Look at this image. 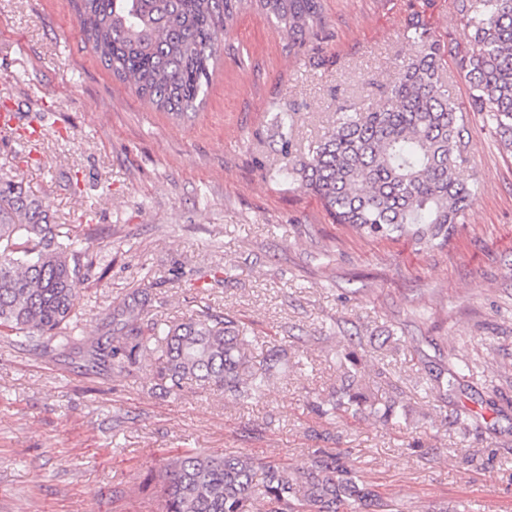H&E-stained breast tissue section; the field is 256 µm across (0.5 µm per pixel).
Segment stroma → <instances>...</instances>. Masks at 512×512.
<instances>
[{
	"label": "stroma",
	"mask_w": 512,
	"mask_h": 512,
	"mask_svg": "<svg viewBox=\"0 0 512 512\" xmlns=\"http://www.w3.org/2000/svg\"><path fill=\"white\" fill-rule=\"evenodd\" d=\"M325 39L298 54L257 8L224 39L197 113L155 110L78 33L68 0H0V173L82 225L96 256L81 286L85 339L112 341V308L147 291L145 318L209 307L245 323L253 362L283 347L293 367L247 403L194 381L178 390L154 357L89 363L44 336H0V512H157L141 483L186 449L301 466L346 453L405 512H512V153L467 115L458 172L479 194L444 247L332 223L287 164L280 112L306 148L337 103L364 107L412 47L406 20L461 38L454 0H324ZM41 125L39 139L22 128ZM354 354L366 390L397 397L393 426L312 411Z\"/></svg>",
	"instance_id": "1"
}]
</instances>
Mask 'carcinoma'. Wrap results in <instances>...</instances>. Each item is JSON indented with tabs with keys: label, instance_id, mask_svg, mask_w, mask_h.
Segmentation results:
<instances>
[{
	"label": "carcinoma",
	"instance_id": "cac0c4a2",
	"mask_svg": "<svg viewBox=\"0 0 512 512\" xmlns=\"http://www.w3.org/2000/svg\"><path fill=\"white\" fill-rule=\"evenodd\" d=\"M79 33L119 80L156 110L184 115L203 103L224 33L244 0H70ZM286 33L288 52L328 28L323 0H255ZM466 45L455 47L468 84L469 107L486 116L500 145L512 151V0H455ZM414 48L378 103L364 111L336 109L328 131L277 174L298 181L338 224L372 237H411L443 247L448 229L463 223L477 187L457 167L468 137L464 109L442 81L445 45L429 35L423 15L407 23ZM282 147L295 116L279 117ZM52 223L49 205L15 176L0 175V335L32 340L53 333L65 345L80 336L81 284L94 264L86 237ZM147 294L113 311L117 344L90 345L121 367L134 356L156 358L178 390L186 380L224 391L235 400L264 394L276 374L288 372V353L272 351L248 368L250 332L230 314L206 308L158 329L140 321ZM321 415L351 413L384 425L395 403L369 401L347 388L314 405ZM143 485L155 486L162 512H403L365 480L341 453L314 449L301 468L247 455L184 450Z\"/></svg>",
	"mask_w": 512,
	"mask_h": 512
}]
</instances>
